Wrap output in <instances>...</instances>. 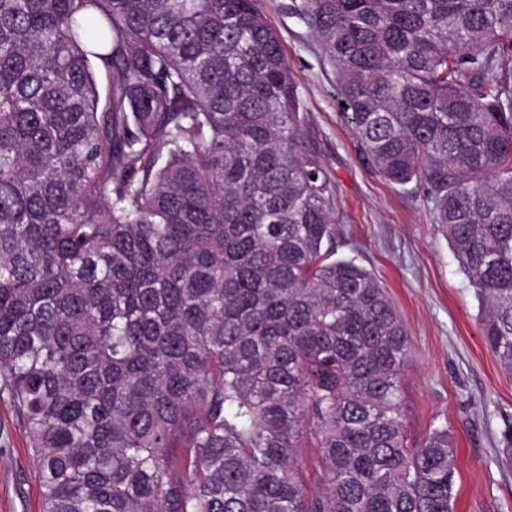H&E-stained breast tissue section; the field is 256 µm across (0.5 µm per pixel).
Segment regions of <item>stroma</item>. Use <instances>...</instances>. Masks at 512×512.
<instances>
[{
    "label": "stroma",
    "mask_w": 512,
    "mask_h": 512,
    "mask_svg": "<svg viewBox=\"0 0 512 512\" xmlns=\"http://www.w3.org/2000/svg\"><path fill=\"white\" fill-rule=\"evenodd\" d=\"M294 0H259L299 87L306 141L333 185V250L371 271L411 339L402 409L411 443L447 426L457 448L456 512H512V465L497 461L512 421V377L484 346L478 301L415 184L382 177L361 153L333 66L291 14ZM35 468L12 405L0 398V512H38Z\"/></svg>",
    "instance_id": "35a3bbf8"
}]
</instances>
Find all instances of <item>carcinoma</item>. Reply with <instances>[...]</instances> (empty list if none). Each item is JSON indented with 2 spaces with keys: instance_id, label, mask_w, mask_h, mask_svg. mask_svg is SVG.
<instances>
[{
  "instance_id": "cac0c4a2",
  "label": "carcinoma",
  "mask_w": 512,
  "mask_h": 512,
  "mask_svg": "<svg viewBox=\"0 0 512 512\" xmlns=\"http://www.w3.org/2000/svg\"><path fill=\"white\" fill-rule=\"evenodd\" d=\"M292 15L361 151L425 189L512 375V0ZM301 112L258 0H0V396L41 512H455V442H409L410 338L334 258ZM300 449V457L303 468L308 474V485L311 491L318 492L323 489L321 481L322 470L320 467V459L318 448L311 444L307 437L304 436Z\"/></svg>"
}]
</instances>
